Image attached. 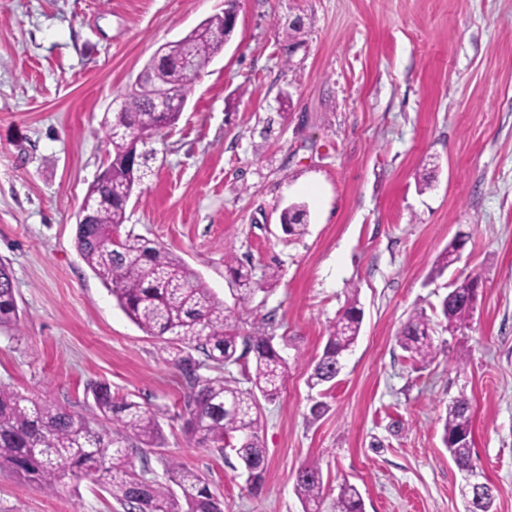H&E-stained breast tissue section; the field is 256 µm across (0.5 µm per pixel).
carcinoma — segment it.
Masks as SVG:
<instances>
[{"instance_id": "cac0c4a2", "label": "carcinoma", "mask_w": 512, "mask_h": 512, "mask_svg": "<svg viewBox=\"0 0 512 512\" xmlns=\"http://www.w3.org/2000/svg\"><path fill=\"white\" fill-rule=\"evenodd\" d=\"M233 29L217 14L195 28L180 43V52L205 67L218 54ZM174 88L188 96L192 85L183 81L171 65L154 74L153 80L125 94L121 107L106 121L105 137L112 155L127 153L128 137L136 128L158 136L176 124L178 112H158L153 98L159 86ZM143 178L141 169L112 164L88 189L85 200L100 204L95 222L76 228L77 250L90 270L110 287L118 306L144 333L164 340L174 366L186 383L183 416L197 447L231 448L258 485L267 470V456L259 430L261 412L256 393L272 400L278 396L288 374V365L273 345L265 328L240 336L224 307L203 281L178 256L129 230L112 244V235L127 220L128 201ZM303 206L285 208L280 224L288 235H301L306 228ZM224 265L239 284L235 305L246 308L257 290L251 270L234 254ZM468 289L454 288L441 304V314L450 333L459 330L472 314ZM20 315L8 266L0 261V330L19 326ZM361 319L357 289L343 313L329 328L322 353L310 373L312 386L336 378L341 360L355 344ZM433 328L422 314L408 318L397 343L421 364L439 353ZM199 352L200 361L193 356ZM227 364L241 366L251 387L242 389L223 376H202L207 366L221 371ZM92 417L70 412L47 399L27 397L0 385V472H8L47 492L58 489L64 479L92 475L125 512H223L220 499L197 472L175 458L162 463L166 482L147 477L148 464L136 468L129 449L160 448L164 436L160 410L126 397L112 395L110 386L92 388ZM443 442L459 470L472 464L474 441L469 400L460 396L448 403L443 422ZM323 491L319 463L303 465L295 478V492L303 512H317ZM335 512H364L359 490L340 487Z\"/></svg>"}]
</instances>
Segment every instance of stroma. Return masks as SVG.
<instances>
[{
    "mask_svg": "<svg viewBox=\"0 0 512 512\" xmlns=\"http://www.w3.org/2000/svg\"><path fill=\"white\" fill-rule=\"evenodd\" d=\"M224 8L0 0V259L21 310L18 330L0 331V384L83 415L94 383L161 408L165 445L132 449L134 463L160 481L163 459L178 458L224 512H303L294 482L311 461L319 512H334L345 483L365 512H464L442 441L463 396L494 510L512 512V0H238L179 120L144 144L149 174L126 229L229 308L224 258H241L263 289L238 330L265 326L288 362L280 395L260 402L268 468L252 492L234 452L188 446L163 341L122 312L75 244L108 112L161 44ZM292 204L307 208L304 235L281 228ZM459 237V259L436 274ZM472 274L475 311L448 333L441 302ZM353 288L359 339L333 385L310 387L309 362ZM417 313L440 348L426 366L396 343ZM0 512L125 510L88 478L52 494L0 473Z\"/></svg>",
    "mask_w": 512,
    "mask_h": 512,
    "instance_id": "obj_1",
    "label": "stroma"
}]
</instances>
